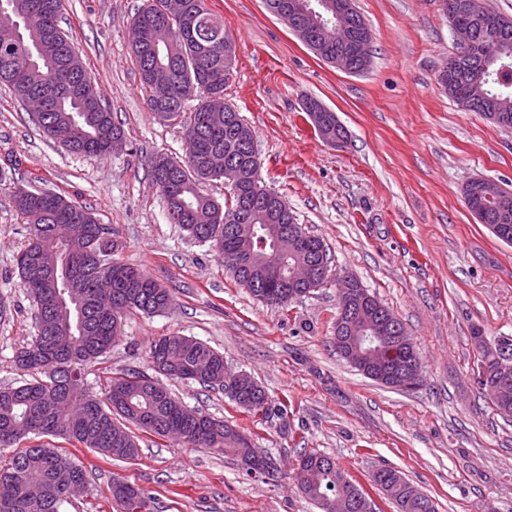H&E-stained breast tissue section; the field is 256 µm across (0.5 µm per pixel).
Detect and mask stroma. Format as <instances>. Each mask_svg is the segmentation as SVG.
Masks as SVG:
<instances>
[{"mask_svg": "<svg viewBox=\"0 0 512 512\" xmlns=\"http://www.w3.org/2000/svg\"><path fill=\"white\" fill-rule=\"evenodd\" d=\"M144 0H62L60 25L94 78L127 142L99 158L47 138L0 86V387L18 382L16 349L36 334L14 258L27 241L15 184L86 206L119 232L115 261L168 288L164 313H127L121 339L90 369L103 391L119 371L145 372L158 337L192 336L223 352L262 386L284 419L258 420L223 392L166 381L187 409L233 421L278 471L256 482L237 461L141 434L138 457L107 461L83 445L63 452L86 472L83 494L63 512H124L110 492L122 478L149 495L146 512H319L293 479L317 451L350 478L391 467L430 496L438 512H512V421L479 390L473 329L512 338V244L469 211L476 177L512 189V130L448 97L438 76L456 46L440 0H355L372 33L368 70L346 73L317 59L264 0H206L236 47L226 101L255 133L263 185L328 246L336 272L354 274L403 322L422 382L404 392L350 367L333 344L337 286L284 308L264 305L232 278L209 245L169 223L148 161L185 155V125L149 111L127 28ZM333 110L348 143L327 144L303 110Z\"/></svg>", "mask_w": 512, "mask_h": 512, "instance_id": "35a3bbf8", "label": "stroma"}]
</instances>
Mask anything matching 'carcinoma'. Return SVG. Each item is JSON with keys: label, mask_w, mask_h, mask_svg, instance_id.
I'll list each match as a JSON object with an SVG mask.
<instances>
[{"label": "carcinoma", "mask_w": 512, "mask_h": 512, "mask_svg": "<svg viewBox=\"0 0 512 512\" xmlns=\"http://www.w3.org/2000/svg\"><path fill=\"white\" fill-rule=\"evenodd\" d=\"M45 12L47 24L58 26L60 0H33ZM168 0H147L133 24L147 33L159 28L155 11ZM502 40L508 52L509 65L492 67L489 77L476 91L484 115L493 111L500 94L512 90V19L496 15ZM165 40L158 44L152 38L133 49L140 80L147 91V106L152 107L158 91L176 103L171 118L184 114L186 102L196 101L186 122H198L202 132L198 140L185 149L182 158L162 155L169 169L177 173L175 183L151 169L152 182L164 195L167 219L179 225L190 236L215 248L219 256L239 247L238 225L224 222V214L236 211L235 194L225 195L219 204L199 190V185L223 178L206 170L207 158L215 151L234 155L246 161V154L236 141L234 131L224 127V116L213 115L204 120L202 80L209 87L224 90L232 73L224 66V41L229 34L224 18L205 10L201 15L196 38L185 35L175 20H166ZM25 43L42 48L38 64L23 57V47L0 42V85L9 87L20 99L46 85L55 86L58 105L51 112L36 117L37 125L53 140L66 132L80 134L82 142L64 143L73 154L92 155L87 148L112 135L125 137L121 124L102 102L97 87L86 70L79 80L85 93L67 95L57 74L50 73L52 62H59L76 49L64 31L58 40L46 43L39 31L24 34ZM15 208L28 224V239L18 253L16 266L20 286L26 291L34 309L37 334L26 347L16 353L15 363L27 379L18 386L0 389V447L19 448L0 466V512H62L67 499L61 496L62 486L72 478L86 480L83 468L71 457L59 452L49 442L20 447L25 437L15 433L19 423L28 425L35 438L53 437L92 448L109 459H134L139 455L136 433L129 426L146 433L173 438L184 447L207 448L241 459L247 436L227 421L209 415H187L183 403L168 390H156L152 376L144 373L120 374L112 377L103 396L89 391L85 385L88 369L117 342L123 314L138 310L157 314L171 303L170 291L143 271L112 261L118 248L116 231L98 222L86 207L48 192L33 191L24 186L13 191ZM240 215L261 226L258 236L249 244L254 263L242 273H234L236 281L258 301L268 306L283 307L301 297L305 289L287 277L296 265L316 257L325 248L320 238L308 237L303 243L284 232L297 219L279 195L273 203L256 205ZM69 256L71 287L85 299L76 310L59 299L61 289L45 277ZM485 355L479 351L476 380L487 391L498 414L512 418V392L508 405L500 404L497 391L490 390L491 381L484 378L481 363ZM150 369L170 379L193 380L224 392V354L191 336H163L150 347ZM237 407L268 419L284 416L283 409H274L265 390L257 383L241 391L238 398L229 397ZM310 465L323 469V479L315 486L303 484L300 474L294 479L303 494L322 512H336V501L352 503L359 497L378 507L364 489L351 480L335 459L317 451L303 454ZM397 481L389 499L397 512H436L429 498L412 496L410 484L401 472L390 467L380 474L369 473V485L384 492L382 477ZM112 497L127 512H136L145 498V491L127 481L112 480Z\"/></svg>", "instance_id": "1"}]
</instances>
